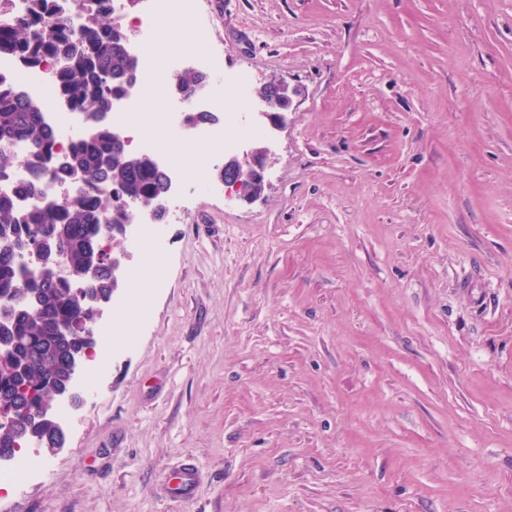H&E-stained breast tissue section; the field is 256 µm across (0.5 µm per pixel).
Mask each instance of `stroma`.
<instances>
[{
  "label": "stroma",
  "mask_w": 512,
  "mask_h": 512,
  "mask_svg": "<svg viewBox=\"0 0 512 512\" xmlns=\"http://www.w3.org/2000/svg\"><path fill=\"white\" fill-rule=\"evenodd\" d=\"M198 20L211 82L300 91L265 193L168 215L136 334L0 512H512V0ZM200 483L198 470L192 464H186L176 476L172 495L178 499H187L194 495Z\"/></svg>",
  "instance_id": "obj_1"
}]
</instances>
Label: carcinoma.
I'll return each mask as SVG.
<instances>
[{
	"instance_id": "1",
	"label": "carcinoma",
	"mask_w": 512,
	"mask_h": 512,
	"mask_svg": "<svg viewBox=\"0 0 512 512\" xmlns=\"http://www.w3.org/2000/svg\"><path fill=\"white\" fill-rule=\"evenodd\" d=\"M26 2V11L16 13L10 0H0V54L51 60L55 86L82 116L84 131L59 151L42 100L20 86L0 88V173L15 167L34 172L0 195V310L7 316L3 342L9 346L0 359V405L15 407L13 423L0 427V460L29 443L63 447L65 434L54 413L60 398L73 391L78 361L97 345L91 301L105 305L117 289L101 260L111 248L100 235L122 233L127 198L150 209L169 182L152 155L131 151L104 121L141 75L112 0ZM205 77L179 69L168 86L191 91ZM18 144L26 153L15 151ZM35 240L60 252L66 274L21 263L18 247ZM64 325L73 331L62 333Z\"/></svg>"
}]
</instances>
